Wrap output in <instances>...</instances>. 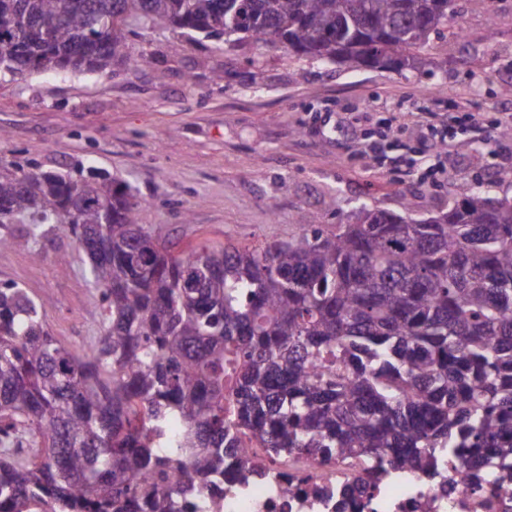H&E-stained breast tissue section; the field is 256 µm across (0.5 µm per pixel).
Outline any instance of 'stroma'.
Returning a JSON list of instances; mask_svg holds the SVG:
<instances>
[{
	"instance_id": "obj_1",
	"label": "stroma",
	"mask_w": 512,
	"mask_h": 512,
	"mask_svg": "<svg viewBox=\"0 0 512 512\" xmlns=\"http://www.w3.org/2000/svg\"><path fill=\"white\" fill-rule=\"evenodd\" d=\"M465 39L436 42L435 77L321 65L246 41L235 45L139 25L133 53L147 66L106 74L0 75V165L94 167L130 184L141 223L177 249L202 240L255 246L309 224L344 223L362 202L425 218L447 209L455 185L512 199V137L496 123L512 110V0L491 12L458 0ZM493 39H486L487 25ZM446 92H436L437 83ZM477 120L461 125L462 111ZM454 131L447 182L379 165L360 152L380 119L418 148L419 115ZM341 121L340 134L327 131ZM41 260L0 248V284L42 302L48 330L79 349L98 336L102 302L89 259L64 229L36 245ZM67 265H59V257Z\"/></svg>"
}]
</instances>
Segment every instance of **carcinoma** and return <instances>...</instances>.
Returning a JSON list of instances; mask_svg holds the SVG:
<instances>
[{"mask_svg":"<svg viewBox=\"0 0 512 512\" xmlns=\"http://www.w3.org/2000/svg\"><path fill=\"white\" fill-rule=\"evenodd\" d=\"M456 0H0V75L137 68L152 26L350 68L433 65ZM131 186L89 167L0 166V245L67 230L103 331L76 351L0 286V512H187L277 456L354 458L373 482L456 458L512 479V201L456 186L418 219L367 203L263 246L175 251Z\"/></svg>","mask_w":512,"mask_h":512,"instance_id":"carcinoma-1","label":"carcinoma"}]
</instances>
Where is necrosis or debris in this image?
I'll use <instances>...</instances> for the list:
<instances>
[{"mask_svg": "<svg viewBox=\"0 0 512 512\" xmlns=\"http://www.w3.org/2000/svg\"><path fill=\"white\" fill-rule=\"evenodd\" d=\"M243 453L261 478L232 477L223 490H202L198 512H512V483L472 479L453 459L437 475L410 471L372 486L357 481L354 463L303 452L274 460L251 440Z\"/></svg>", "mask_w": 512, "mask_h": 512, "instance_id": "4bbe7bcc", "label": "necrosis or debris"}]
</instances>
